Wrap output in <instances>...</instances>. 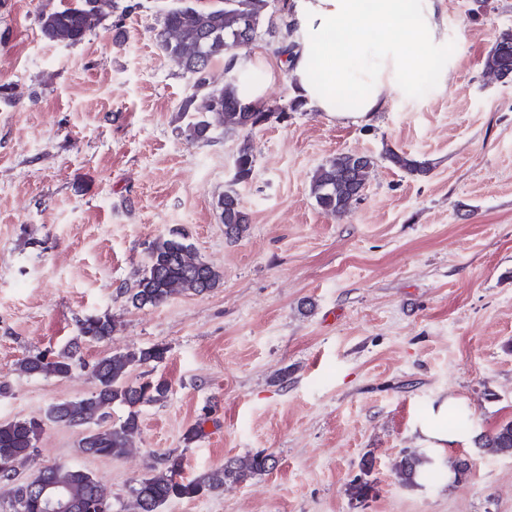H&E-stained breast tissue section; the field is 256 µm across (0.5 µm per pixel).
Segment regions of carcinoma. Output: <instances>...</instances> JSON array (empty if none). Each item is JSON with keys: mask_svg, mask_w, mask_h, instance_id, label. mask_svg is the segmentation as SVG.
Returning <instances> with one entry per match:
<instances>
[{"mask_svg": "<svg viewBox=\"0 0 512 512\" xmlns=\"http://www.w3.org/2000/svg\"><path fill=\"white\" fill-rule=\"evenodd\" d=\"M270 0H214L203 6L198 0H183L162 17L157 39L168 56L193 80L194 92L180 104L186 119L180 134L192 143H211L217 130L252 129L271 117L253 103H245L238 79L230 76L218 86L211 80L214 61L241 45L256 40L260 31L281 40L280 51L293 55L295 44L286 43L291 28H280L267 17ZM104 17L102 0H76V3L38 15L42 36L56 44L74 45L95 29ZM484 69L498 79L512 78V30L501 31L488 51ZM389 160L410 173L425 175L426 163L405 153L390 152ZM375 158L370 154L342 153L318 167L311 182V193L326 213L342 215L365 189ZM235 181L247 182L254 170L250 148L239 150L235 162ZM224 233L239 237L249 224L240 195L226 191L217 201ZM221 274L197 253L183 233L160 236L150 245L148 261L138 272L131 288L120 289L126 303L135 309L156 307L172 296L189 293L202 295L216 288ZM115 321L108 312L92 314L79 321L78 336L57 353H32L18 361V370L29 377L70 376L81 361L83 343L99 342L112 335ZM168 348L162 344L116 353L92 364L95 389L87 395L51 404L39 418H20L0 423V482L14 480L16 467L33 459L36 444L49 425L79 431L78 448L86 456L119 458L128 453L130 440L140 430L139 413L144 405L167 398L170 383L160 377L140 383L129 381L133 367L161 362ZM120 405L125 418L107 429L93 427L103 420L108 409ZM477 447L490 456H512V419L502 422L493 432L480 436ZM270 454L257 452L243 459H229L224 465L192 479L182 476V459L167 456L151 476L139 480L133 488L137 512H159L172 499H195L224 487L228 481L241 482L273 468ZM432 459L418 451H405L396 463L397 477L404 484L415 482ZM45 481L62 490L74 504L71 512H90L104 508L112 512L107 488L89 472L71 465L43 466ZM14 512H45L40 493L24 483L13 492Z\"/></svg>", "mask_w": 512, "mask_h": 512, "instance_id": "carcinoma-1", "label": "carcinoma"}]
</instances>
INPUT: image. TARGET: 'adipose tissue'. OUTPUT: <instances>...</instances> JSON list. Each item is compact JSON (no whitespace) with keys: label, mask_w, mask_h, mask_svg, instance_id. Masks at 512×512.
Segmentation results:
<instances>
[{"label":"adipose tissue","mask_w":512,"mask_h":512,"mask_svg":"<svg viewBox=\"0 0 512 512\" xmlns=\"http://www.w3.org/2000/svg\"><path fill=\"white\" fill-rule=\"evenodd\" d=\"M296 49L289 69L315 112L365 123L410 94L447 41L442 0H287Z\"/></svg>","instance_id":"ef3b65f1"}]
</instances>
